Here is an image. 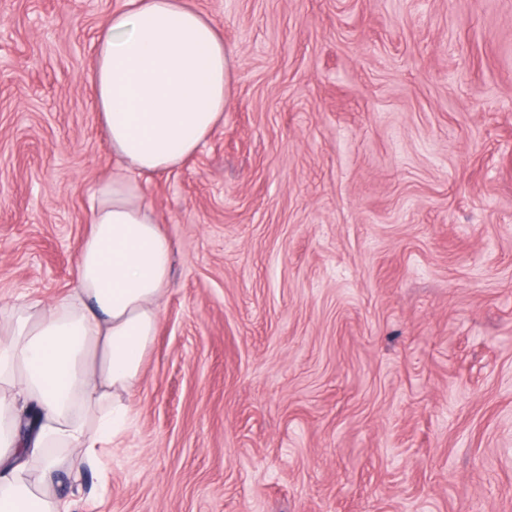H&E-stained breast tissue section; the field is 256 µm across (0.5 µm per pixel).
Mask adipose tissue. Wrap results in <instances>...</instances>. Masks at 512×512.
Returning <instances> with one entry per match:
<instances>
[{
	"label": "adipose tissue",
	"mask_w": 512,
	"mask_h": 512,
	"mask_svg": "<svg viewBox=\"0 0 512 512\" xmlns=\"http://www.w3.org/2000/svg\"><path fill=\"white\" fill-rule=\"evenodd\" d=\"M232 69L221 29L187 0H129L101 24L86 80L120 165L94 192L74 288L0 314V512H71L60 474L96 467L127 428L173 252L142 181L223 123Z\"/></svg>",
	"instance_id": "1"
}]
</instances>
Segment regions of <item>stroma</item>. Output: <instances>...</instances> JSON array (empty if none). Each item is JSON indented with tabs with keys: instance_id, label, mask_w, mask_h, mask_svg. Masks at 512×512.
<instances>
[{
	"instance_id": "35a3bbf8",
	"label": "stroma",
	"mask_w": 512,
	"mask_h": 512,
	"mask_svg": "<svg viewBox=\"0 0 512 512\" xmlns=\"http://www.w3.org/2000/svg\"><path fill=\"white\" fill-rule=\"evenodd\" d=\"M126 0H0V303L74 286ZM224 123L148 178L171 282L76 512H512V0H190Z\"/></svg>"
}]
</instances>
